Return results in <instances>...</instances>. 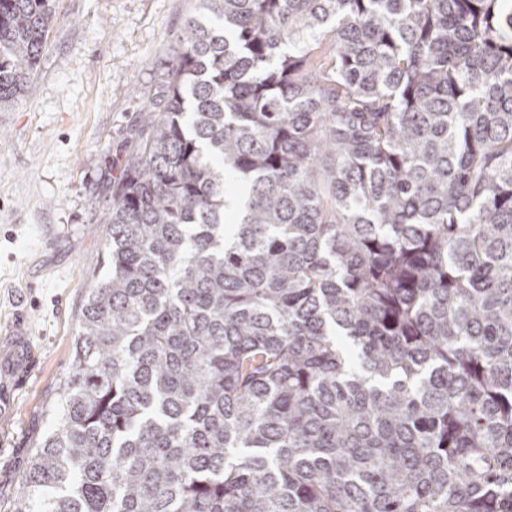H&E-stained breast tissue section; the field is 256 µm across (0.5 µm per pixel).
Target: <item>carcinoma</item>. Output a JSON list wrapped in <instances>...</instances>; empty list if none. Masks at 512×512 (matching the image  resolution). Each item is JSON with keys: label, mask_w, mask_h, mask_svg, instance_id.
Instances as JSON below:
<instances>
[{"label": "carcinoma", "mask_w": 512, "mask_h": 512, "mask_svg": "<svg viewBox=\"0 0 512 512\" xmlns=\"http://www.w3.org/2000/svg\"><path fill=\"white\" fill-rule=\"evenodd\" d=\"M200 2L13 512H512V0Z\"/></svg>", "instance_id": "carcinoma-1"}]
</instances>
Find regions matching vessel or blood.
Instances as JSON below:
<instances>
[{
    "label": "vessel or blood",
    "mask_w": 512,
    "mask_h": 512,
    "mask_svg": "<svg viewBox=\"0 0 512 512\" xmlns=\"http://www.w3.org/2000/svg\"><path fill=\"white\" fill-rule=\"evenodd\" d=\"M38 360L31 345L24 317L0 335V420H11L15 395L28 382Z\"/></svg>",
    "instance_id": "1"
}]
</instances>
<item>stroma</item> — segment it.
<instances>
[{"label":"stroma","instance_id":"1","mask_svg":"<svg viewBox=\"0 0 512 512\" xmlns=\"http://www.w3.org/2000/svg\"><path fill=\"white\" fill-rule=\"evenodd\" d=\"M37 70L0 112V331L25 315L40 358L0 423V512L57 422L81 311L104 274L112 180L199 0H50Z\"/></svg>","mask_w":512,"mask_h":512}]
</instances>
